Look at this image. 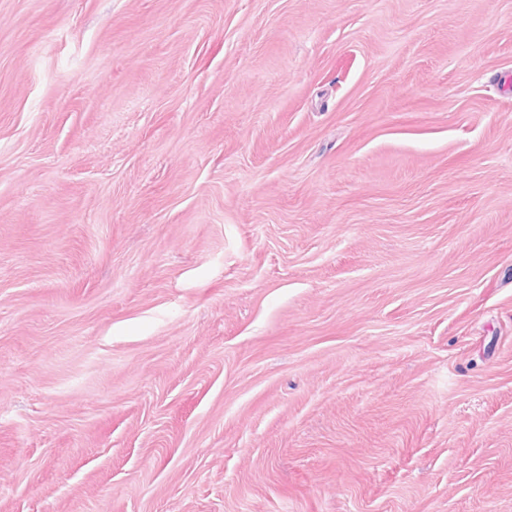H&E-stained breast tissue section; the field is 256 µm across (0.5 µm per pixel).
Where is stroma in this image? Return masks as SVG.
<instances>
[{"mask_svg":"<svg viewBox=\"0 0 512 512\" xmlns=\"http://www.w3.org/2000/svg\"><path fill=\"white\" fill-rule=\"evenodd\" d=\"M0 512H512V0H0Z\"/></svg>","mask_w":512,"mask_h":512,"instance_id":"1","label":"stroma"}]
</instances>
